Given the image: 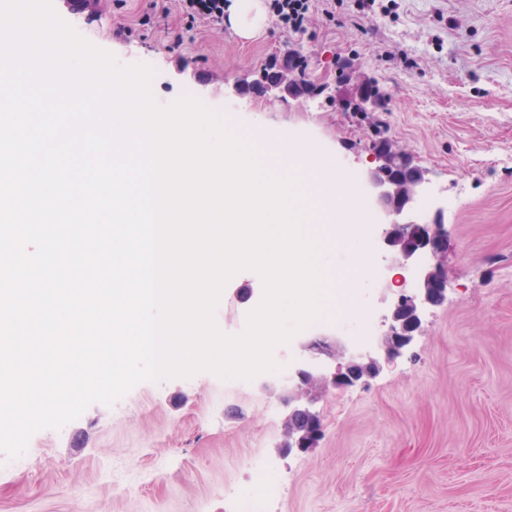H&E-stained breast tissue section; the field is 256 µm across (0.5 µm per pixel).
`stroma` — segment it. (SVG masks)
<instances>
[{
  "instance_id": "obj_1",
  "label": "stroma",
  "mask_w": 512,
  "mask_h": 512,
  "mask_svg": "<svg viewBox=\"0 0 512 512\" xmlns=\"http://www.w3.org/2000/svg\"><path fill=\"white\" fill-rule=\"evenodd\" d=\"M380 3L357 29L318 16L289 38L272 19L244 40L227 27L186 31L174 16L140 26L149 0H88L80 11L53 0L119 64L151 66L159 105L192 96L245 137L257 126L297 136L333 155L352 189L373 140L409 152L446 207L448 298L377 377L314 404L324 433L307 452L280 454L283 408L253 382L228 387L208 372L143 381L36 432L19 456L0 452V512H236L259 464L278 477L265 512H512V0ZM291 50L321 95L285 107L232 94ZM361 81L385 95L384 111L341 109ZM373 282L359 283L356 313L306 334L353 336L369 323L380 336ZM262 295L257 273L235 275L219 328L242 332Z\"/></svg>"
}]
</instances>
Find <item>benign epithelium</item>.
I'll list each match as a JSON object with an SVG mask.
<instances>
[{"label": "benign epithelium", "mask_w": 512, "mask_h": 512, "mask_svg": "<svg viewBox=\"0 0 512 512\" xmlns=\"http://www.w3.org/2000/svg\"><path fill=\"white\" fill-rule=\"evenodd\" d=\"M296 63L294 59L279 66L257 97L284 105L301 97L293 77ZM364 181L382 217L377 248L388 260L387 267L378 269L372 288L376 302L385 309L383 336L377 344L363 345L352 343L341 332L301 336L296 341L298 356L288 366V373L255 382L262 392L279 387L285 390V440L280 450L288 454L315 447L322 436V420L313 411L317 394L377 376L381 361L402 356L420 335L426 310L448 297L442 270L448 253L445 207L435 205L428 217L417 207L429 184L428 172L414 164L409 153L391 146L371 152ZM395 266L405 271L399 290L388 283V270Z\"/></svg>", "instance_id": "1"}]
</instances>
